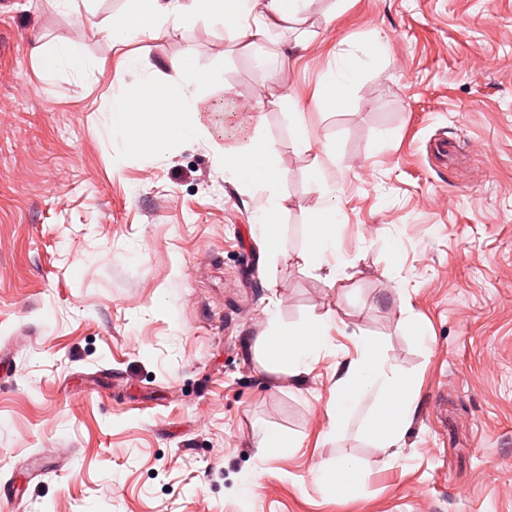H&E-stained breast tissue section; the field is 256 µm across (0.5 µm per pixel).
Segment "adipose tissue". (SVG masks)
Returning a JSON list of instances; mask_svg holds the SVG:
<instances>
[{
    "mask_svg": "<svg viewBox=\"0 0 512 512\" xmlns=\"http://www.w3.org/2000/svg\"><path fill=\"white\" fill-rule=\"evenodd\" d=\"M308 0H149L147 11L128 17L118 27L104 29L113 44L152 33L157 23L180 26L207 19L232 27L238 38L254 46L270 40L280 22L302 13ZM181 85L167 92L150 79L136 87H119L112 92V140L123 151L134 152L144 144L145 132L162 141L177 137L191 139L200 132L197 119L198 91L210 81V74L189 63H181ZM274 146L256 139L243 159L226 164V175L259 190L263 204L255 214L261 239L271 256H278L280 227L271 222L273 212L283 208L285 198L270 171ZM311 179L319 187V200L313 210L314 224L309 227L308 242L299 258L304 267L324 274V282L335 286L345 274L333 204L336 187L321 161H314ZM279 300L270 297L266 308L269 329L256 338L251 351L259 368L267 374L291 380L307 375L319 359L334 350L331 332L340 321L333 313L312 316L295 325L281 321ZM354 352L346 356L342 375L336 383V398L327 409L328 434L340 437L351 412L360 401L369 406L359 422V433L382 455L397 459L405 432L415 412L411 380L388 361L378 341L369 336L353 337ZM359 462L350 456L338 458L331 469L314 466L313 483L330 495H339L356 485L361 477Z\"/></svg>",
    "mask_w": 512,
    "mask_h": 512,
    "instance_id": "obj_1",
    "label": "adipose tissue"
}]
</instances>
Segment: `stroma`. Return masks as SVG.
<instances>
[{"instance_id":"35a3bbf8","label":"stroma","mask_w":512,"mask_h":512,"mask_svg":"<svg viewBox=\"0 0 512 512\" xmlns=\"http://www.w3.org/2000/svg\"><path fill=\"white\" fill-rule=\"evenodd\" d=\"M87 7L0 0V487L23 512H512V0H309L274 34L305 49L264 63L203 20L115 46L89 28L138 0ZM37 44L84 64L45 73ZM339 56L362 71L342 94L326 89ZM184 60L213 76L201 135L116 148L113 88H177ZM285 90L336 157L349 267L333 288L296 258L317 191ZM259 134L286 198L277 259L260 194L224 171ZM273 294L285 323L342 321L298 381L249 351ZM356 335L416 381L393 464L356 427L324 437ZM257 421L297 448L257 461ZM343 454L363 477L336 498L310 469Z\"/></svg>"}]
</instances>
